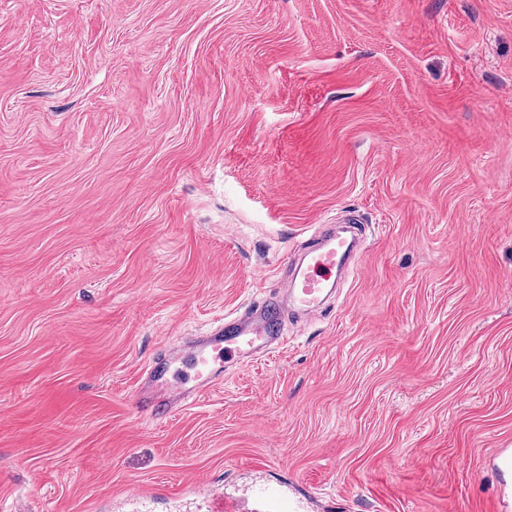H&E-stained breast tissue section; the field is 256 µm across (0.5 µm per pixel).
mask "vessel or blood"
<instances>
[{
  "mask_svg": "<svg viewBox=\"0 0 512 512\" xmlns=\"http://www.w3.org/2000/svg\"><path fill=\"white\" fill-rule=\"evenodd\" d=\"M353 245L332 232L321 233L305 253L294 277L280 291L245 315L210 333L192 338L177 352H165L143 371L136 398L152 418L170 417L184 402L200 395L205 381L215 380L224 365L244 355H266L287 343L281 317L287 307L307 314L323 303L338 267L346 264ZM254 512H297L290 497L266 486L257 494Z\"/></svg>",
  "mask_w": 512,
  "mask_h": 512,
  "instance_id": "vessel-or-blood-1",
  "label": "vessel or blood"
}]
</instances>
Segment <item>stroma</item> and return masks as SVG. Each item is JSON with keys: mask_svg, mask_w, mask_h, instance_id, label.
Masks as SVG:
<instances>
[{"mask_svg": "<svg viewBox=\"0 0 512 512\" xmlns=\"http://www.w3.org/2000/svg\"><path fill=\"white\" fill-rule=\"evenodd\" d=\"M340 293L164 420L166 346L322 224ZM512 0H0V512H512ZM254 512H297L293 500L275 487L265 486L257 494Z\"/></svg>", "mask_w": 512, "mask_h": 512, "instance_id": "35a3bbf8", "label": "stroma"}]
</instances>
